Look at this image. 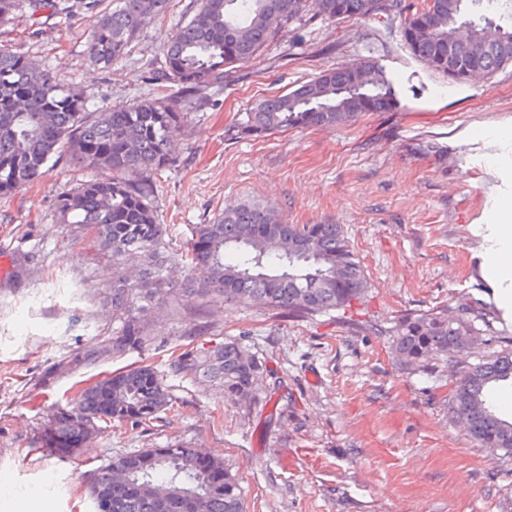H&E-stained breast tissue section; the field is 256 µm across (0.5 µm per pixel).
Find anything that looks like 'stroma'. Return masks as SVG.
Wrapping results in <instances>:
<instances>
[{"label":"stroma","mask_w":512,"mask_h":512,"mask_svg":"<svg viewBox=\"0 0 512 512\" xmlns=\"http://www.w3.org/2000/svg\"><path fill=\"white\" fill-rule=\"evenodd\" d=\"M197 0H170L111 68L88 52L91 22L112 0H83L68 14L23 11L0 26V44L82 88L91 107L128 105L149 93L172 26ZM403 14L332 22L302 18L251 63L188 110L173 137V163L149 181L166 229L169 274L192 228L258 199L291 224H338L368 290L319 314L260 304L155 305L143 342L93 363L84 354L119 335L104 295L112 261L76 224L58 220V198L106 177L61 158L33 187L0 196V512H95L94 470L112 458L184 444L220 454L236 474L247 512H512V455L478 444L448 411L456 375L512 343V283L483 266L474 235L512 201V65L460 83L404 48ZM381 65L400 104L339 127L258 139L232 124L262 98L285 94L320 71L353 61ZM494 307L476 322L471 348L424 367L401 365L400 321L459 306ZM232 338L265 365L253 398L225 400L218 387L169 372L174 352ZM150 365L172 406L146 425L112 423L79 451L42 445L54 404L95 379Z\"/></svg>","instance_id":"35a3bbf8"}]
</instances>
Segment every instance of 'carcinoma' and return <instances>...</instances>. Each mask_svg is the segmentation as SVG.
Instances as JSON below:
<instances>
[{
  "mask_svg": "<svg viewBox=\"0 0 512 512\" xmlns=\"http://www.w3.org/2000/svg\"><path fill=\"white\" fill-rule=\"evenodd\" d=\"M169 0H116L112 11L93 19L89 54L105 68L129 52L143 23L161 16ZM464 0H423L426 11L404 17L408 51L432 70L452 77L471 63L485 73L512 64V28L460 20ZM36 13L69 11V0H0V25L22 7ZM397 0H199L189 20L167 40L157 71L156 92L120 110L91 112L83 94L58 84L48 69L33 72L28 61L0 45V195L38 182L49 162L65 155L90 168L112 171L106 181L89 179L58 199L65 224L86 229L93 246L112 257L115 276L108 298L124 329L97 351L107 357L141 343L136 312L153 302L210 300L257 302L273 310L307 314L342 308L361 298L367 281L338 224H285L275 208L245 200L192 232L186 258L191 273L180 281L163 275V226L149 201L147 178L172 163L170 142L187 102L224 87L237 65L256 59L278 28L305 12L331 21L379 18ZM329 68L293 91L261 100L233 125L236 136L303 127H333L366 112L399 105L394 81L377 63ZM141 175L140 181L126 178ZM480 317L463 306L450 320L440 312L403 319L395 347L407 366H424L431 356L467 347ZM170 370L192 381L218 386L224 399L252 396L262 363L235 340L201 352L185 350L169 360ZM512 382V348L461 371L448 395V411L463 416L474 440L512 454V418L496 412L492 390ZM163 377L151 366L107 375L89 384L51 413L53 448L79 443L112 421L143 424L171 405ZM202 452L184 445L147 448L119 456L98 469L88 491L103 512H246L237 478L218 455L201 465Z\"/></svg>",
  "mask_w": 512,
  "mask_h": 512,
  "instance_id": "obj_1",
  "label": "carcinoma"
}]
</instances>
